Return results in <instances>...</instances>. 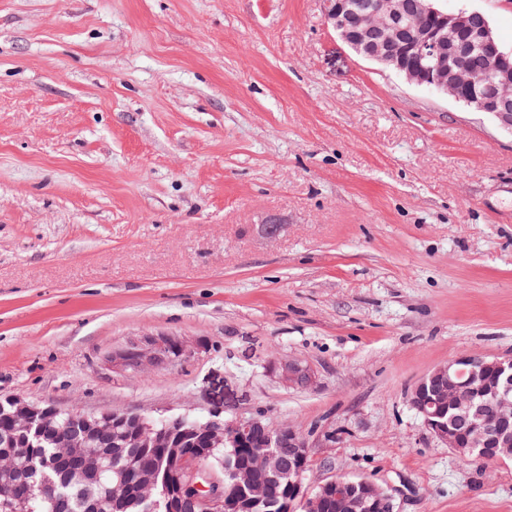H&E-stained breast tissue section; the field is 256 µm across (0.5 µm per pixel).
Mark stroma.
<instances>
[{
    "label": "stroma",
    "instance_id": "1",
    "mask_svg": "<svg viewBox=\"0 0 512 512\" xmlns=\"http://www.w3.org/2000/svg\"><path fill=\"white\" fill-rule=\"evenodd\" d=\"M484 13L512 50V0ZM171 336L179 362L123 366ZM512 355V131L356 56L324 0H0V401L302 432L306 483L512 512L407 393ZM294 359L313 383L275 370ZM169 352L173 355L167 361L173 358H184L190 354L183 343L169 336H145L125 351L123 363L125 367L135 369H141L145 365L158 366L164 364L161 359Z\"/></svg>",
    "mask_w": 512,
    "mask_h": 512
}]
</instances>
